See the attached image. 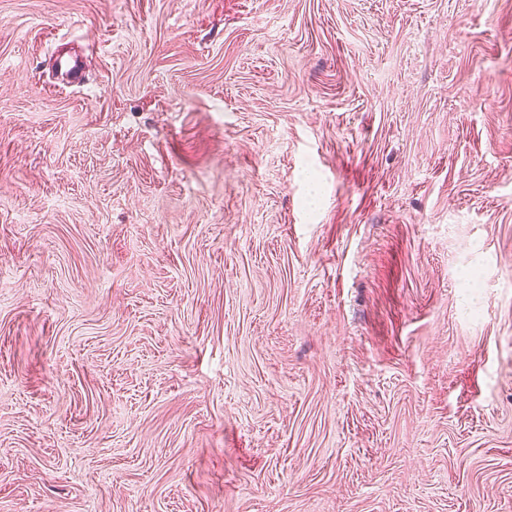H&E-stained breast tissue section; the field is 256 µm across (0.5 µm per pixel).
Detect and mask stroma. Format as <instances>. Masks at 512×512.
<instances>
[{
    "label": "stroma",
    "mask_w": 512,
    "mask_h": 512,
    "mask_svg": "<svg viewBox=\"0 0 512 512\" xmlns=\"http://www.w3.org/2000/svg\"><path fill=\"white\" fill-rule=\"evenodd\" d=\"M0 512H512V0H0Z\"/></svg>",
    "instance_id": "35a3bbf8"
}]
</instances>
